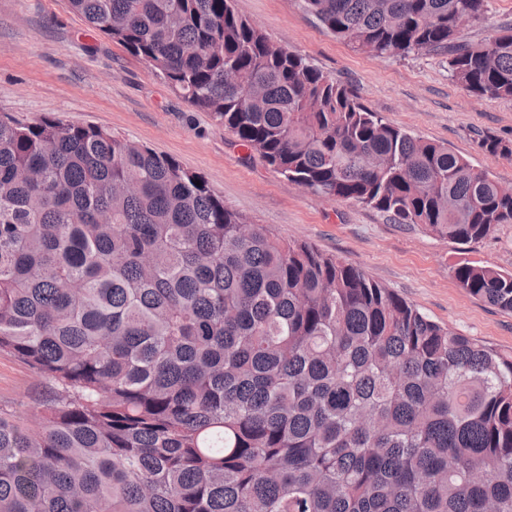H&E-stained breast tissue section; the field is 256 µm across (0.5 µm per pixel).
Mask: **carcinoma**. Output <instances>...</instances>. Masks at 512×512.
Here are the masks:
<instances>
[{
  "instance_id": "obj_1",
  "label": "carcinoma",
  "mask_w": 512,
  "mask_h": 512,
  "mask_svg": "<svg viewBox=\"0 0 512 512\" xmlns=\"http://www.w3.org/2000/svg\"><path fill=\"white\" fill-rule=\"evenodd\" d=\"M233 0H68L289 182L461 245L512 188L384 121ZM355 50L448 55L512 98L486 0H302ZM480 148L512 159V144ZM512 312V273L462 261ZM0 352L46 381L0 413V512H512V354L229 209L110 129L0 113Z\"/></svg>"
}]
</instances>
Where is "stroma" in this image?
<instances>
[{
  "instance_id": "stroma-1",
  "label": "stroma",
  "mask_w": 512,
  "mask_h": 512,
  "mask_svg": "<svg viewBox=\"0 0 512 512\" xmlns=\"http://www.w3.org/2000/svg\"><path fill=\"white\" fill-rule=\"evenodd\" d=\"M234 7L271 41L351 86L387 122L447 146L512 187V160L479 146L485 135L512 143V99L472 96L449 77L446 55L354 51L301 0H234ZM0 112L26 122L60 117L105 127L173 157L254 223L359 267L432 320L512 353V312L464 293L454 278L463 260L512 272V224L460 245L298 187L238 146L223 124L195 111L124 46L90 32L68 0H0ZM44 388L25 364L0 354V412H33Z\"/></svg>"
}]
</instances>
